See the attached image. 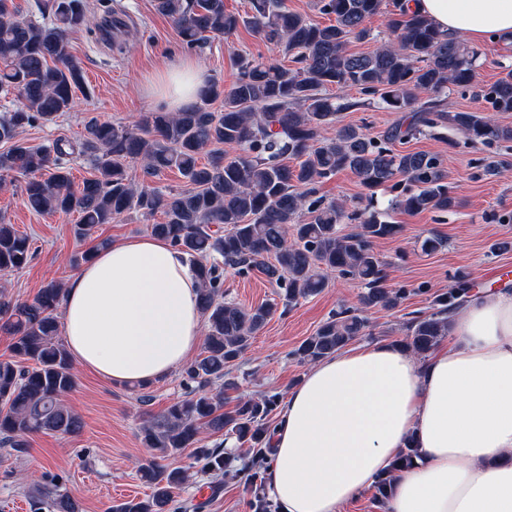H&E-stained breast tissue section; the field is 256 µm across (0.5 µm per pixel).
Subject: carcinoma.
Instances as JSON below:
<instances>
[{"label": "carcinoma", "instance_id": "cac0c4a2", "mask_svg": "<svg viewBox=\"0 0 512 512\" xmlns=\"http://www.w3.org/2000/svg\"><path fill=\"white\" fill-rule=\"evenodd\" d=\"M384 0H317L319 13L331 18L322 25L288 9L285 0H250L241 16L226 10L224 0H154L155 10L169 18L183 44L197 48L210 37H224L243 26L260 39L279 46L292 67L266 64L251 55L235 58L237 75L227 88L214 83L200 103L183 112H147L132 126L91 119L79 142L57 139L31 147L16 139L19 130L53 121L70 111L83 88V71L71 51L69 33L89 29L95 17L87 0H39L51 22L19 14L13 0H0V96L17 94L19 104L0 113V181L17 173L27 177V206L36 213L76 212L75 233L87 237L101 224L134 210L145 217L163 214L151 232L169 240L194 267L200 282V307L206 326L202 355L181 371L185 396L145 421L140 441L153 451L140 467L151 494L145 500L112 505L110 512H200L201 504H179L175 493L188 481L187 470L169 468L160 459L193 449L201 471L224 474L231 458L224 449L203 448L200 434L232 435L255 451L256 462L238 472L253 495V512H271L263 493L270 446V416L276 394L239 398L227 409L224 392L238 388L230 367L274 313L267 303L244 308L222 300L219 264L245 274L263 273L276 284L284 306L317 295L336 274L365 289L361 308L342 309L304 339L295 351L302 362L316 363L347 346L369 327L365 311L393 309L407 290L388 285L385 263L375 251L382 239L394 238L402 225L374 207L376 190L396 195L390 209L408 214L446 212L459 206L448 188L444 159L394 145L427 128L451 126L473 145L512 142V126L479 112H450L445 90L474 88L479 52L435 28L426 16L393 0L387 26L392 36L367 54L350 53V40L370 37L369 17L381 12ZM355 87L363 98L350 101L324 91ZM429 94L421 101L418 94ZM496 112H512V70L477 92ZM219 100L223 109L213 111ZM391 112L415 113L406 129L391 127L377 138L356 125L327 127L339 115L371 102ZM215 147L208 164L201 153ZM86 157L95 175L72 189L66 157ZM142 162L147 176L177 170L189 188L163 193L138 186L125 162ZM348 170L368 191L370 203L347 212L324 204L315 184ZM407 184L397 181L398 177ZM307 221H300L302 211ZM355 222L345 233L344 221ZM219 229L214 230L212 226ZM33 256L31 240L12 224L0 221V272L25 268ZM62 283L51 280L32 301L12 300L0 290V331L12 336L11 355L0 359V446L17 453L26 437L43 432L76 435L81 418L65 403L75 387L72 359L60 337ZM474 297L473 283L457 273L447 291L432 297L430 310L406 325L402 346L427 357L448 335L459 308ZM418 449L404 448L392 474L379 478L374 499L385 502L394 474L409 468ZM31 512H81L57 475L44 476L30 499Z\"/></svg>", "mask_w": 512, "mask_h": 512}]
</instances>
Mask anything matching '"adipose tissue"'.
Listing matches in <instances>:
<instances>
[{"mask_svg": "<svg viewBox=\"0 0 512 512\" xmlns=\"http://www.w3.org/2000/svg\"><path fill=\"white\" fill-rule=\"evenodd\" d=\"M449 37L512 44V0H411ZM207 76L179 57L156 72L166 111L194 105ZM199 280L186 256L146 234L112 242L66 281L62 339L80 367L113 383L168 378L202 341ZM426 358L377 342L311 366L283 402L265 485L279 512H342L419 455L384 512H512V290L488 289Z\"/></svg>", "mask_w": 512, "mask_h": 512, "instance_id": "1", "label": "adipose tissue"}]
</instances>
